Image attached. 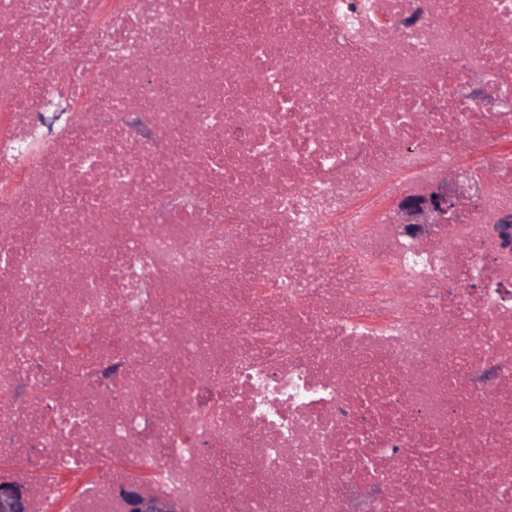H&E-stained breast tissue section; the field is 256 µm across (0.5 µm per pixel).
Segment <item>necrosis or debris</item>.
<instances>
[{"mask_svg": "<svg viewBox=\"0 0 512 512\" xmlns=\"http://www.w3.org/2000/svg\"><path fill=\"white\" fill-rule=\"evenodd\" d=\"M508 95L512 0H0V478L512 512ZM470 198L469 194L448 184H441L433 190L418 195L404 196L394 208L400 224L405 230L420 236L429 224H452L454 215L461 204Z\"/></svg>", "mask_w": 512, "mask_h": 512, "instance_id": "1", "label": "necrosis or debris"}]
</instances>
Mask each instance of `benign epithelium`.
I'll use <instances>...</instances> for the list:
<instances>
[{"label":"benign epithelium","instance_id":"benign-epithelium-1","mask_svg":"<svg viewBox=\"0 0 512 512\" xmlns=\"http://www.w3.org/2000/svg\"><path fill=\"white\" fill-rule=\"evenodd\" d=\"M469 195L457 188L441 184L433 190L401 198L395 204L399 223L405 230L420 236L431 224L452 223L461 204ZM31 489H19L0 484V512H31ZM117 496L125 504L126 512H181V504L156 494L139 482L122 486Z\"/></svg>","mask_w":512,"mask_h":512}]
</instances>
